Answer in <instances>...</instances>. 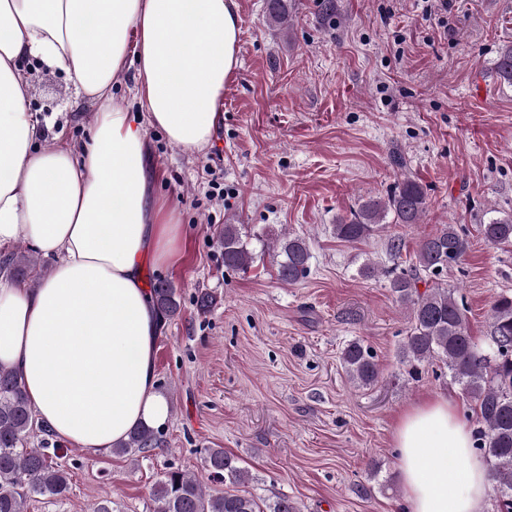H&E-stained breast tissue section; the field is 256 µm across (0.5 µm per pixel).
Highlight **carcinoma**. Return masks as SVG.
Returning a JSON list of instances; mask_svg holds the SVG:
<instances>
[{"label": "carcinoma", "instance_id": "cac0c4a2", "mask_svg": "<svg viewBox=\"0 0 512 512\" xmlns=\"http://www.w3.org/2000/svg\"><path fill=\"white\" fill-rule=\"evenodd\" d=\"M290 0H269L268 19L288 20ZM493 69L500 83L512 87V45L501 48ZM429 207L423 187L405 180L386 197H370L335 224L336 237L344 242L363 241L383 228L384 218L397 224H417ZM483 239L495 246L512 245V216L492 218L480 225ZM224 267L244 269L254 254L237 224L224 225ZM469 248L467 234L445 224L421 239L412 266L389 271V288L407 309L410 325L400 348V362L415 379L421 367L440 362L477 418L476 449L485 457L493 482L496 512H512V294L502 293L489 309L487 336L478 341L469 334L466 305L456 290L439 283L421 292L422 278H438L458 263ZM277 252L278 279L293 285L309 268L308 243L299 236H283L267 245ZM158 312L173 317L180 311L176 289L164 282L150 284ZM348 378L358 387L378 382L380 369L371 346L361 340L341 352ZM35 423L18 375L0 368V512H24L35 496L64 498L71 490V474L43 448L30 446ZM159 429L141 426L113 448L117 455L139 457L163 445ZM203 468L208 477L224 482V493H211L205 481L182 470L167 471L152 491L153 512H299L285 494L259 498L241 489L250 480L249 470L222 448L206 449Z\"/></svg>", "mask_w": 512, "mask_h": 512}]
</instances>
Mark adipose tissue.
<instances>
[{
    "label": "adipose tissue",
    "instance_id": "1",
    "mask_svg": "<svg viewBox=\"0 0 512 512\" xmlns=\"http://www.w3.org/2000/svg\"><path fill=\"white\" fill-rule=\"evenodd\" d=\"M238 37L236 0H0V248L56 258L37 287L0 284V366L60 439L105 453L168 419L145 272L173 263L180 229L154 193L147 130L190 153L208 145ZM28 63L104 102L82 150L37 147ZM130 67L138 116L112 98ZM394 444L407 512H487V462L447 396L406 408Z\"/></svg>",
    "mask_w": 512,
    "mask_h": 512
}]
</instances>
